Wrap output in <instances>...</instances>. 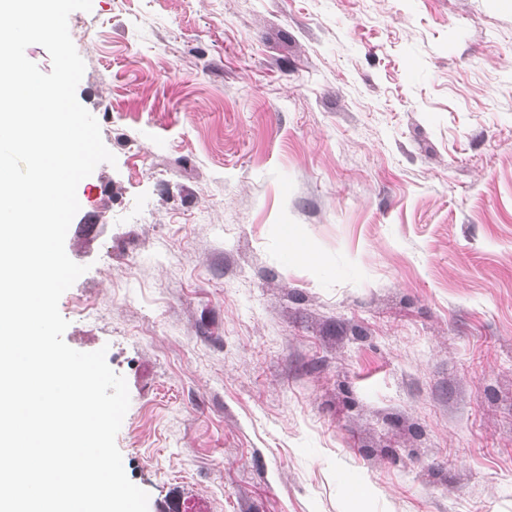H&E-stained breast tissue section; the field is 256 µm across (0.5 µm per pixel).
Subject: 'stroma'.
<instances>
[{"label": "stroma", "instance_id": "obj_1", "mask_svg": "<svg viewBox=\"0 0 512 512\" xmlns=\"http://www.w3.org/2000/svg\"><path fill=\"white\" fill-rule=\"evenodd\" d=\"M68 22L117 162L77 187L59 312L127 381L148 512H512V0Z\"/></svg>", "mask_w": 512, "mask_h": 512}]
</instances>
